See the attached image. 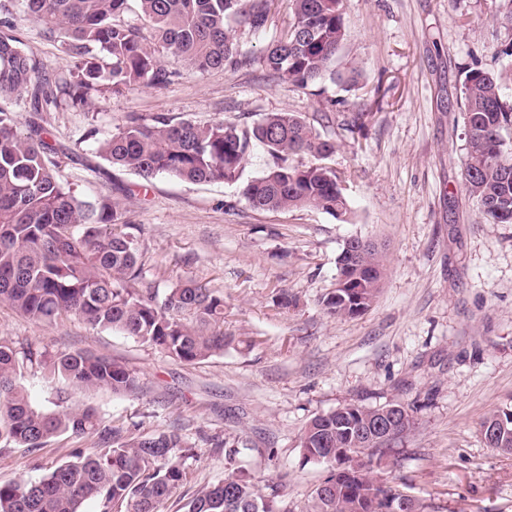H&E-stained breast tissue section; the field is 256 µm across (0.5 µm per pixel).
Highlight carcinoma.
<instances>
[{
  "label": "carcinoma",
  "mask_w": 512,
  "mask_h": 512,
  "mask_svg": "<svg viewBox=\"0 0 512 512\" xmlns=\"http://www.w3.org/2000/svg\"><path fill=\"white\" fill-rule=\"evenodd\" d=\"M152 24L160 49L200 71L235 70L259 63L269 74L306 89L324 80L345 88L361 72L331 70L344 40L342 0H288L292 22L259 56L242 51L233 28L266 31L270 0H137ZM128 0H21L23 12L52 34L64 36L66 55L76 60L75 83L53 90L36 82V60L22 40L0 34V100L29 97L34 113L55 104L58 93L74 105L93 93H133L142 85L163 86L173 73L158 50L120 20ZM462 123L465 185L486 221L512 224V103L502 95V74L469 69L463 80ZM271 159L266 173L247 182L242 196L259 211L315 208L343 222L354 220L342 179L325 163L335 143L292 112H271L250 124L225 120L201 125L165 114H133L99 144L114 167L144 180L167 174L191 183L234 184L254 146ZM307 154L316 163L289 162ZM66 148L34 125L16 130L13 116L0 110V300L39 323L79 317L90 326L117 330L194 363L224 352L234 337L224 335V297L206 285L178 282L159 299L143 285L142 254L128 232L122 204L79 199L58 174ZM381 251L369 242L349 257L340 253L336 287L323 299L326 313L354 317L375 302L384 278ZM42 369L83 389L107 387L117 393L140 389L136 372L108 358L82 351L50 352L38 343L20 346L0 338V445L32 451L65 434L95 435L96 451L75 448L71 459L35 482L0 483V512H83L87 501L99 512H164L166 502L187 481L184 440L172 428L146 436L123 434L105 425L91 408L67 406L57 395L56 412L32 406L16 378ZM349 404L314 417L300 436L307 461L330 465L307 512H387L402 492L371 477L366 450L384 452L414 424L409 408ZM395 417L388 436L370 424L381 413ZM485 444L512 454V409L482 422ZM235 451L224 454V481L200 490L185 512H281L276 495L262 494L250 477L235 473Z\"/></svg>",
  "instance_id": "1"
}]
</instances>
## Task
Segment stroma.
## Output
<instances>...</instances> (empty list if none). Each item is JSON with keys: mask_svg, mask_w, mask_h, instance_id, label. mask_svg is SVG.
I'll return each mask as SVG.
<instances>
[{"mask_svg": "<svg viewBox=\"0 0 512 512\" xmlns=\"http://www.w3.org/2000/svg\"><path fill=\"white\" fill-rule=\"evenodd\" d=\"M506 0H342L345 41L337 69H361L358 88L302 89L254 64L198 72L162 55L176 77L135 94L92 95L43 114L47 132L72 152L59 174L82 199L120 200L159 293L180 281L224 298L223 353L185 363L115 331L71 317L36 323L0 302V337L81 349L134 370V394L68 391L73 406L137 436L179 428L190 451L188 481L165 512L224 478V451L263 493L278 491L285 512H306L330 474L305 461L299 438L315 416L346 404L409 406L414 425L372 473L412 497L420 512H512V454L486 447L482 420L512 407V224H489L463 183L460 117L464 72L512 70ZM12 31L58 81L72 66L60 35L44 32L20 7ZM336 106H329V99ZM270 112L300 115L335 141L329 166L346 180L354 223L313 208L257 211L240 184L143 180L98 153L129 114H167L201 124L251 123ZM366 113L362 133L343 120ZM353 236L380 245L386 271L363 314L329 317L337 257ZM297 304L274 305L277 290ZM96 437L63 435L43 448L0 449V483L34 482Z\"/></svg>", "mask_w": 512, "mask_h": 512, "instance_id": "obj_1", "label": "stroma"}]
</instances>
